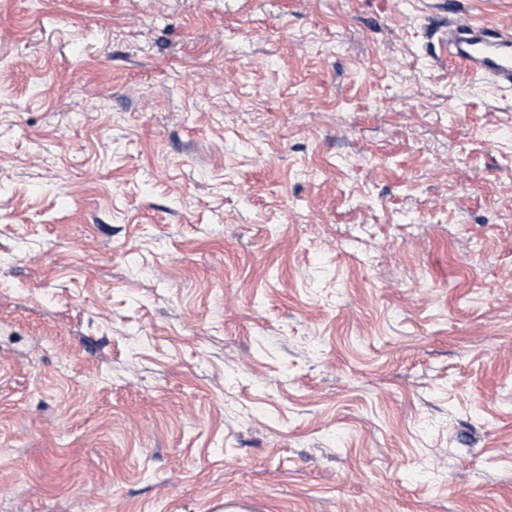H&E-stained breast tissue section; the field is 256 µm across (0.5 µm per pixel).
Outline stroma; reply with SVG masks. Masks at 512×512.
<instances>
[{"instance_id": "obj_1", "label": "stroma", "mask_w": 512, "mask_h": 512, "mask_svg": "<svg viewBox=\"0 0 512 512\" xmlns=\"http://www.w3.org/2000/svg\"><path fill=\"white\" fill-rule=\"evenodd\" d=\"M442 0H0V512H512V88ZM448 59L483 76L498 88H512V28L471 22L448 13V30L441 40Z\"/></svg>"}]
</instances>
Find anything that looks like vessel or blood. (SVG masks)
I'll return each instance as SVG.
<instances>
[{
	"instance_id": "b4317fda",
	"label": "vessel or blood",
	"mask_w": 512,
	"mask_h": 512,
	"mask_svg": "<svg viewBox=\"0 0 512 512\" xmlns=\"http://www.w3.org/2000/svg\"><path fill=\"white\" fill-rule=\"evenodd\" d=\"M448 59L498 88H512V27L449 15L441 40Z\"/></svg>"
}]
</instances>
